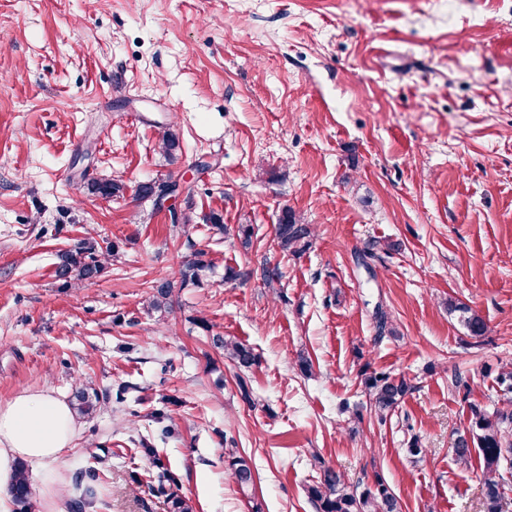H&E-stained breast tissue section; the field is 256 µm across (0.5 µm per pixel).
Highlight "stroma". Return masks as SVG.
Masks as SVG:
<instances>
[{
    "label": "stroma",
    "instance_id": "35a3bbf8",
    "mask_svg": "<svg viewBox=\"0 0 512 512\" xmlns=\"http://www.w3.org/2000/svg\"><path fill=\"white\" fill-rule=\"evenodd\" d=\"M182 173L186 226L135 195ZM93 178L124 190L96 197ZM285 208L314 230L296 256L272 244ZM371 239L400 248L366 268ZM85 240L117 254L94 284L62 287L61 255ZM199 249L201 285L147 310L150 283ZM450 298L484 318L481 346ZM378 304L398 336L377 339ZM201 318L258 354L251 402ZM509 358L512 0H0V402L98 392L51 475L89 488L82 512H172L175 496L193 512H315L317 455L352 484L383 479L400 512H480V469L452 444L470 404L493 410ZM366 368L413 384L386 423ZM224 458L230 477L241 489L244 490L253 484L252 469L237 448H225Z\"/></svg>",
    "mask_w": 512,
    "mask_h": 512
}]
</instances>
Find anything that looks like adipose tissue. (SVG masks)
Here are the masks:
<instances>
[{
  "instance_id": "ef3b65f1",
  "label": "adipose tissue",
  "mask_w": 512,
  "mask_h": 512,
  "mask_svg": "<svg viewBox=\"0 0 512 512\" xmlns=\"http://www.w3.org/2000/svg\"><path fill=\"white\" fill-rule=\"evenodd\" d=\"M76 428L68 404L49 391H23L0 403V512H13L10 493L16 464L36 468L59 463Z\"/></svg>"
}]
</instances>
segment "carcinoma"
I'll use <instances>...</instances> for the list:
<instances>
[{
  "label": "carcinoma",
  "instance_id": "1",
  "mask_svg": "<svg viewBox=\"0 0 512 512\" xmlns=\"http://www.w3.org/2000/svg\"><path fill=\"white\" fill-rule=\"evenodd\" d=\"M88 190L95 196L108 199L120 193L122 185L114 180L93 181L88 184ZM312 238L313 230L310 225L303 223L292 210L282 211L275 227L274 245L298 255L309 248ZM204 256V251L196 252V259L184 264L180 280L165 279L151 286L150 307L155 310L168 309L174 303L176 289L199 284L202 273L210 270ZM102 271L103 265L95 247L84 242L66 252L55 271V277L66 287L73 281L90 283ZM448 312L460 313L469 337L475 340V344L481 343L487 324L479 314L451 299L448 300ZM374 320L378 338L396 334L389 313L380 305L376 307ZM199 325L202 330L212 334L214 346L223 350L224 358L239 370V392L244 401H251L247 373L259 365V357L254 349L234 336L213 332V326L203 318L199 319ZM496 381L506 394L503 407L490 413L479 404H470L469 426L457 435L452 447L458 466L469 468L475 457L482 462L483 492L480 512H508L505 498L512 491V467H504V453H512V361L500 367ZM360 382L369 397L370 407L381 424L393 416L401 401L413 389L411 380L405 376L384 372L364 370ZM97 403V394L80 389L73 396L72 408L81 415H89L97 409ZM224 458L230 477L240 488L245 489L253 484L252 469L237 449H225ZM313 459L319 464L320 474L309 485L308 496L316 512H396V498L382 480L378 479L374 486L358 492L350 489L344 475L321 461L319 455H313ZM11 494L17 503L30 505L31 482L22 464L17 468Z\"/></svg>",
  "mask_w": 512,
  "mask_h": 512
}]
</instances>
